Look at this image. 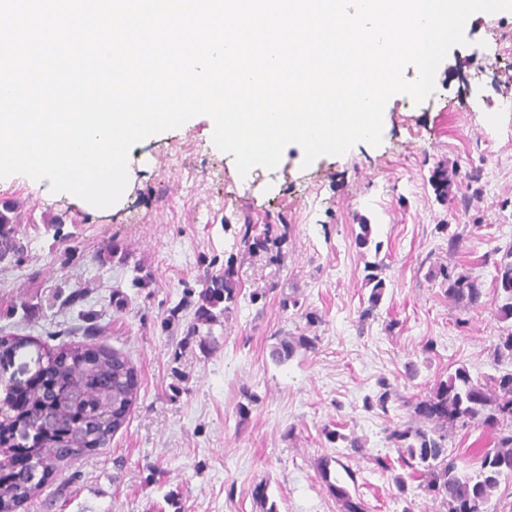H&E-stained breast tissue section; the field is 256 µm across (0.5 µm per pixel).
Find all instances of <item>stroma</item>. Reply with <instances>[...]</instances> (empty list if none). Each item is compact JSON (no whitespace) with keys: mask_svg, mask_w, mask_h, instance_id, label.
Listing matches in <instances>:
<instances>
[{"mask_svg":"<svg viewBox=\"0 0 512 512\" xmlns=\"http://www.w3.org/2000/svg\"><path fill=\"white\" fill-rule=\"evenodd\" d=\"M465 34L426 102L388 100L376 147L362 142L306 167L291 144L275 169L243 177L201 115L135 145L125 193L105 209L23 175L0 179V199L32 217L18 229L23 252L0 262V337L26 342L14 366L87 340L81 315L91 311L93 345L121 351L137 379L110 442L61 462L17 512H262L259 486L279 512H339L318 474L324 458L367 512H446L416 481L399 494L386 434L411 420L414 394L458 367L475 379L512 372V359L492 356L512 329L493 293L495 265L512 247V112L501 109L512 102V57L494 49L512 43V12L472 15ZM439 168L445 200L430 181ZM58 216L56 236L45 224ZM364 220L366 248L356 242ZM245 224L271 225L280 243L248 253ZM453 233L462 238L454 252ZM113 243L122 256L107 253ZM229 261L237 303L196 323L204 277ZM371 263L386 284L374 308ZM439 267L475 279L485 306L456 307L446 283L428 277ZM138 271L147 287L133 286ZM287 336L317 337V349L275 361ZM382 379L391 402L366 407ZM330 430L341 440L329 441ZM493 438L478 423L456 428L448 454L474 471V444Z\"/></svg>","mask_w":512,"mask_h":512,"instance_id":"stroma-1","label":"stroma"}]
</instances>
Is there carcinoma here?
I'll list each match as a JSON object with an SVG mask.
<instances>
[{
	"instance_id": "carcinoma-1",
	"label": "carcinoma",
	"mask_w": 512,
	"mask_h": 512,
	"mask_svg": "<svg viewBox=\"0 0 512 512\" xmlns=\"http://www.w3.org/2000/svg\"><path fill=\"white\" fill-rule=\"evenodd\" d=\"M22 203L15 199L0 202V261L23 251L16 238L15 225L23 223ZM271 225L256 232L244 225L243 246L251 253L266 248ZM372 285L367 316L383 296L385 281L375 273L376 264L368 265ZM495 291L504 303L498 308L503 320L512 318V248L495 265ZM448 282V298L462 309L481 306L482 288L468 275L456 276L439 271ZM233 265L208 280L195 311L196 321L208 324L216 318L213 309L224 310L236 303L239 289ZM317 337L282 339L273 351L275 360L292 357L296 349L312 350ZM512 357V330L502 332L493 345V359ZM133 366L115 350L77 344L61 352V358L43 370L44 378L26 397H17L12 409L14 421L0 427V444L29 448L37 459L40 476L24 471L11 473L7 485H0V512H15L35 488L57 468L58 462L83 448L106 444L113 435L112 424L123 423L135 399ZM415 420L388 430L386 439L398 453L401 463L419 480L418 488L441 499L447 512H484L494 491L512 479V372L484 379H473L464 367L435 384L414 404ZM479 421L495 430L493 447L480 451L479 467L472 473L461 472L448 458L449 433ZM27 436L15 437L17 427ZM321 476L339 503L340 512H366L364 504L345 487L329 482L328 462L320 465Z\"/></svg>"
}]
</instances>
